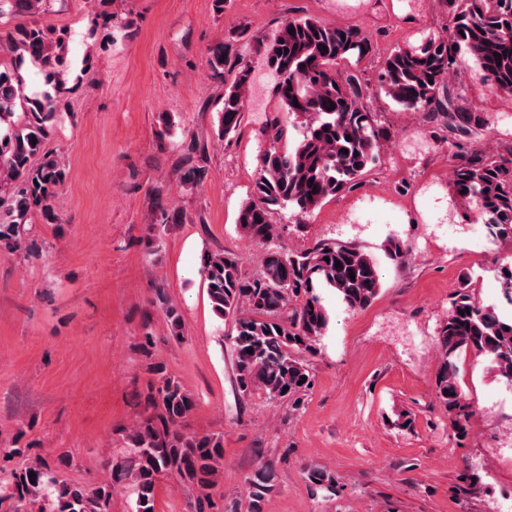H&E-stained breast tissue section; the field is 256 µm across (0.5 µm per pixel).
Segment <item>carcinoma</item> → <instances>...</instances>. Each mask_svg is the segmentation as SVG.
I'll return each instance as SVG.
<instances>
[{
	"instance_id": "cac0c4a2",
	"label": "carcinoma",
	"mask_w": 512,
	"mask_h": 512,
	"mask_svg": "<svg viewBox=\"0 0 512 512\" xmlns=\"http://www.w3.org/2000/svg\"><path fill=\"white\" fill-rule=\"evenodd\" d=\"M49 3L0 0V17L30 18L16 25L0 47L15 54L12 71L0 70V186L5 188L0 195V242L12 250L21 248V232L33 213H40L47 224L58 222L53 201L66 176L46 149L57 115L55 96L25 95L20 75L28 57L47 69L53 88L65 82L60 69L64 38L40 21ZM448 14L451 26L445 34L417 47H397L383 60L378 90L404 110L444 119L458 151L450 176L455 201L473 209L496 241L512 246V156L465 147V140L493 132L497 117L472 111L455 92L460 70L472 62L494 90L512 99V0H448ZM368 49L360 26L340 27L312 17L285 20L264 49L285 112L273 123L252 198L237 217L244 236L265 248L262 271L244 277L238 257L229 252L204 255L201 269L214 314L232 321L229 347L243 398L262 392L299 409L314 381L304 355L317 353L329 323L319 290L335 292L352 311L370 306L381 290L378 264L360 248L321 240L295 252L280 243L279 227L271 221L277 208H287L296 217L311 214L356 188L376 164L389 132L366 110L358 76L340 77L336 71L344 62L360 60ZM209 65L215 76L224 78L218 134L227 138L241 123L251 68L222 47L212 51ZM37 157L40 163L35 165ZM206 177L207 169L195 166L184 172L182 182L194 188ZM150 209L156 249L165 227L180 223L182 213L169 208L158 190L151 193ZM337 262L341 267H335ZM437 349L436 399L454 433L464 436L474 411L458 385V360L468 352L486 357L512 384V316L484 305L464 282L440 326ZM155 375L146 403L156 414L128 433L130 453L109 467L104 483L93 489L69 486L37 460L11 474V492L0 495V504L12 498L20 503L40 499L41 512H110L112 489L128 479L135 512H154L156 481L168 473L201 492L193 508L204 512V490L223 465V438L185 431L194 398L163 367ZM304 474L317 490L336 488L335 475L322 466L309 465ZM270 478L262 467L246 479L248 512H264Z\"/></svg>"
}]
</instances>
